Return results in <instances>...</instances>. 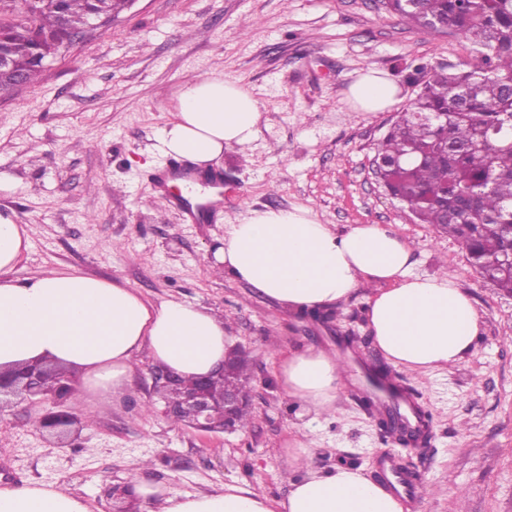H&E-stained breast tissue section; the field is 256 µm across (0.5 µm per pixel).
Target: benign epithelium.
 <instances>
[{"instance_id":"1","label":"benign epithelium","mask_w":512,"mask_h":512,"mask_svg":"<svg viewBox=\"0 0 512 512\" xmlns=\"http://www.w3.org/2000/svg\"><path fill=\"white\" fill-rule=\"evenodd\" d=\"M53 367L41 362L23 364L20 372H0V405L24 403L38 408L33 422L62 441L68 438L77 418L67 400L76 393L73 376L63 372V381L52 374ZM153 384L177 388L182 398L177 405H168L164 413L179 419L185 426L199 432L222 433L239 427V413L253 406L252 393H243L234 383L224 392L215 394L209 387L210 376L204 375L190 383L174 372L156 367L152 371Z\"/></svg>"}]
</instances>
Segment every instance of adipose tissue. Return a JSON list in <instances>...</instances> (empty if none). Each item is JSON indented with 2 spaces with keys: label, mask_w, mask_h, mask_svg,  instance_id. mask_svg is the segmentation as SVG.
Returning a JSON list of instances; mask_svg holds the SVG:
<instances>
[{
  "label": "adipose tissue",
  "mask_w": 512,
  "mask_h": 512,
  "mask_svg": "<svg viewBox=\"0 0 512 512\" xmlns=\"http://www.w3.org/2000/svg\"><path fill=\"white\" fill-rule=\"evenodd\" d=\"M397 85L376 70L349 87L355 110L392 106ZM161 133L165 154L210 169L227 147L258 133L256 100L242 86L212 76L184 82ZM30 245V228L0 212V370L54 361L79 368L98 403L124 393L133 362L149 351L154 362L182 377L204 375L224 361V321L181 300L154 304L136 290L77 271L52 270L15 279ZM412 251L395 233L357 224L338 233L311 210L251 209L230 225L220 253L224 272L294 310L338 304L372 286L367 318L378 348L394 367L428 373L471 352L481 337L479 313L453 276L412 273ZM278 377L285 394L328 410L341 385L334 355L309 349L284 357ZM148 512H401L398 500L360 472L312 469L285 499L241 485L218 492L175 495L150 483L133 487ZM0 512H91L87 502L45 484L0 488Z\"/></svg>",
  "instance_id": "obj_1"
}]
</instances>
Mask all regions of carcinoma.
Listing matches in <instances>:
<instances>
[{"mask_svg": "<svg viewBox=\"0 0 512 512\" xmlns=\"http://www.w3.org/2000/svg\"><path fill=\"white\" fill-rule=\"evenodd\" d=\"M0 51L26 84L86 27L92 0H7ZM400 21L454 35L478 51L473 64L417 66L422 83L376 147L384 187L422 224L454 237L468 261L512 294L501 252L512 240V0H379ZM448 113L437 132L426 121ZM448 141V150L435 145Z\"/></svg>", "mask_w": 512, "mask_h": 512, "instance_id": "1", "label": "carcinoma"}]
</instances>
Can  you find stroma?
Wrapping results in <instances>:
<instances>
[{
    "mask_svg": "<svg viewBox=\"0 0 512 512\" xmlns=\"http://www.w3.org/2000/svg\"><path fill=\"white\" fill-rule=\"evenodd\" d=\"M472 58L469 43L408 26L376 0H138L36 83L0 99V175L11 183L0 210L34 228L13 277L77 270L154 302L211 310L229 344L250 353L254 399L249 423L234 432L174 423L141 353L127 392L103 413L80 390V429L67 446L37 428L24 406L1 412L0 488L63 486L92 512H111L108 487L141 478L178 495L239 484L281 499L298 437L323 471L345 467L372 479L382 457L396 456L422 487L419 512H512V294L486 281L456 240L403 210L371 166L397 106L415 95L412 64ZM370 68L398 85L396 107L355 111L349 87ZM212 75L249 89L261 120L251 143L224 154L223 205L192 224L152 197V177L165 158L160 134L171 98L182 81ZM264 208H306L338 232L380 225L410 245L415 274H455L473 299L482 324L476 349L444 371L400 374L429 413L422 451L383 436L349 387L324 414L284 396V356L334 353L338 337L370 335L368 291L323 321L213 270L225 219Z\"/></svg>",
    "mask_w": 512,
    "mask_h": 512,
    "instance_id": "obj_1",
    "label": "stroma"
}]
</instances>
